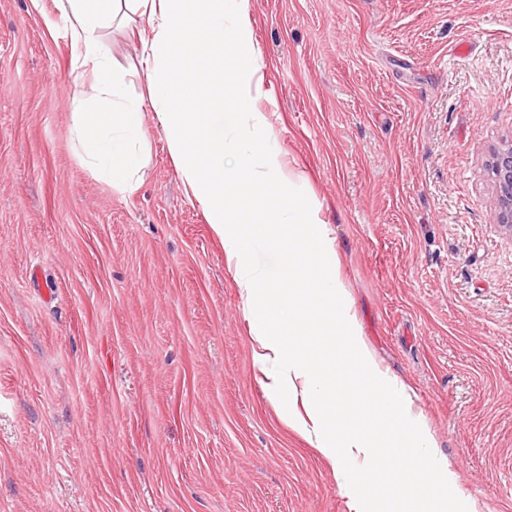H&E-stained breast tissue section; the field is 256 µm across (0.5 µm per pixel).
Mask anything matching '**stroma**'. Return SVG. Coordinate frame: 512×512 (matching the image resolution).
Segmentation results:
<instances>
[{
    "mask_svg": "<svg viewBox=\"0 0 512 512\" xmlns=\"http://www.w3.org/2000/svg\"><path fill=\"white\" fill-rule=\"evenodd\" d=\"M0 0V512H350L252 357L153 112L139 189L87 169L56 0ZM256 141L326 224L377 364L476 512H512V0H250ZM126 93L142 43L104 31ZM491 159L496 192L492 219L512 238V140L495 149Z\"/></svg>",
    "mask_w": 512,
    "mask_h": 512,
    "instance_id": "1",
    "label": "stroma"
}]
</instances>
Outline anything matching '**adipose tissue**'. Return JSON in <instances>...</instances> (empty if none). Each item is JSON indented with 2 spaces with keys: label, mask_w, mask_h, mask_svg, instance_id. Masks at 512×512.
Wrapping results in <instances>:
<instances>
[{
  "label": "adipose tissue",
  "mask_w": 512,
  "mask_h": 512,
  "mask_svg": "<svg viewBox=\"0 0 512 512\" xmlns=\"http://www.w3.org/2000/svg\"><path fill=\"white\" fill-rule=\"evenodd\" d=\"M59 9L46 26L71 41L74 137L84 164L121 193H134L147 163L143 108L151 106L187 197L224 240L263 389L330 462L351 512H466L410 394L362 340L325 227L314 223L293 179L279 171L257 176L255 166L268 157L249 142L234 165L224 163V132L241 127L264 79L248 44L249 0H60ZM126 10L150 31L144 102L126 96L103 47L104 29ZM257 239L279 255L276 274L250 260ZM357 382L370 386L366 401L346 391ZM359 463L394 473L398 486L386 497L370 495L353 478Z\"/></svg>",
  "instance_id": "1"
}]
</instances>
